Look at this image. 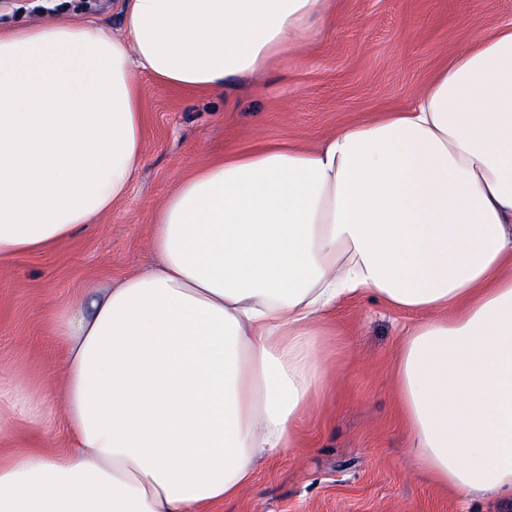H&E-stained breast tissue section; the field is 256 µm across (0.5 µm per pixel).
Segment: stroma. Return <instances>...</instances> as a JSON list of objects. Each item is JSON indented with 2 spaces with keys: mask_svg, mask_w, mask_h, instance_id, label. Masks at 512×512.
I'll use <instances>...</instances> for the list:
<instances>
[{
  "mask_svg": "<svg viewBox=\"0 0 512 512\" xmlns=\"http://www.w3.org/2000/svg\"><path fill=\"white\" fill-rule=\"evenodd\" d=\"M57 15L122 31L115 0H55ZM512 23V0H336L321 38L227 91L142 89L144 164L126 199L67 242L0 268V386L36 391L34 416L14 421L7 450L67 445L54 405L62 348L56 315L85 289L147 268L151 216L194 169L257 144L313 146L347 124L408 107L437 68L479 35ZM413 314L371 297L323 319L330 369L303 420L299 447L257 468L236 498L209 512H512V499L462 498L416 468L395 396L393 364Z\"/></svg>",
  "mask_w": 512,
  "mask_h": 512,
  "instance_id": "stroma-1",
  "label": "stroma"
}]
</instances>
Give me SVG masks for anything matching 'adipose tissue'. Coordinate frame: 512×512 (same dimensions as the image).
I'll return each mask as SVG.
<instances>
[{
  "instance_id": "ef3b65f1",
  "label": "adipose tissue",
  "mask_w": 512,
  "mask_h": 512,
  "mask_svg": "<svg viewBox=\"0 0 512 512\" xmlns=\"http://www.w3.org/2000/svg\"><path fill=\"white\" fill-rule=\"evenodd\" d=\"M123 36L0 29V267L120 204L143 163L136 69L220 90L317 40L334 0H120ZM155 264L61 311L66 448L0 453V512H204L299 442L323 315L420 313L395 393L419 470L512 496V24L411 106L314 148L264 144L182 180Z\"/></svg>"
}]
</instances>
